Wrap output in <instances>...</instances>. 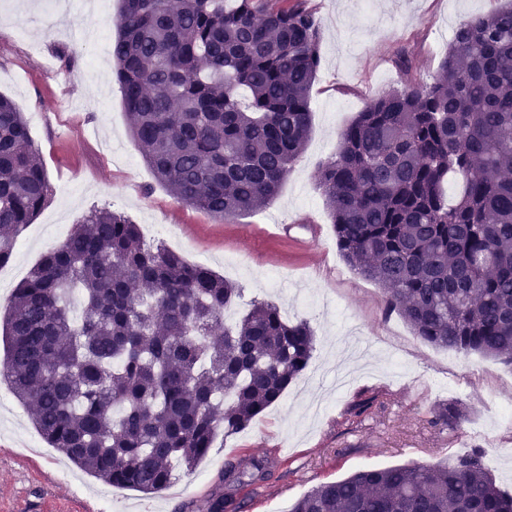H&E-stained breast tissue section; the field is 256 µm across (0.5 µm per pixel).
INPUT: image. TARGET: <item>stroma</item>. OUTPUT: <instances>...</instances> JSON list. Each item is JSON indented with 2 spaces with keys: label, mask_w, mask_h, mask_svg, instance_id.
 <instances>
[{
  "label": "stroma",
  "mask_w": 512,
  "mask_h": 512,
  "mask_svg": "<svg viewBox=\"0 0 512 512\" xmlns=\"http://www.w3.org/2000/svg\"><path fill=\"white\" fill-rule=\"evenodd\" d=\"M0 0V94L31 120L52 194L0 267V309L42 257L61 245L57 225L73 227L89 211H119L139 224L143 242L164 245L243 290L226 311L235 324L251 300L276 304L315 336L308 369L238 434L217 437L192 472H179L158 494L113 489L52 448L32 452L38 433L10 399L0 415V512H208L231 460L266 456L274 476L250 491L244 512H288L313 487L355 472L397 464L452 462L472 449L497 486L512 493V368L478 355L437 348L387 312L374 283L343 260L318 186L319 164L334 157L344 127L372 99L400 87L397 53L411 60L412 81L428 82L464 22L490 11L489 0H312L321 23V62L310 92L311 132L298 161L266 207L229 221L175 200L139 152L111 56L89 63L83 34L97 27L83 9L49 12L26 0L32 21L17 34ZM302 220L322 227L312 249L269 235L270 224ZM368 398L362 416L351 405ZM453 401L467 416L452 433L425 424Z\"/></svg>",
  "instance_id": "1"
}]
</instances>
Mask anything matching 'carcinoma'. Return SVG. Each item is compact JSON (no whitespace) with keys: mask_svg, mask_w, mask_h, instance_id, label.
Masks as SVG:
<instances>
[{"mask_svg":"<svg viewBox=\"0 0 512 512\" xmlns=\"http://www.w3.org/2000/svg\"><path fill=\"white\" fill-rule=\"evenodd\" d=\"M112 55L131 133L180 203L224 221L277 196L310 133L320 65L311 0H120ZM458 176L454 193L448 182ZM318 183L337 248L422 340L512 367V0L461 25L433 81L372 100ZM51 194L25 117L0 95V265ZM92 210L15 289L0 380L51 448L144 493L192 470L218 432L245 429L307 368L308 323ZM456 403L427 423L453 432ZM475 449L323 483L288 512H512ZM273 462L224 463L208 512Z\"/></svg>","mask_w":512,"mask_h":512,"instance_id":"obj_1","label":"carcinoma"}]
</instances>
